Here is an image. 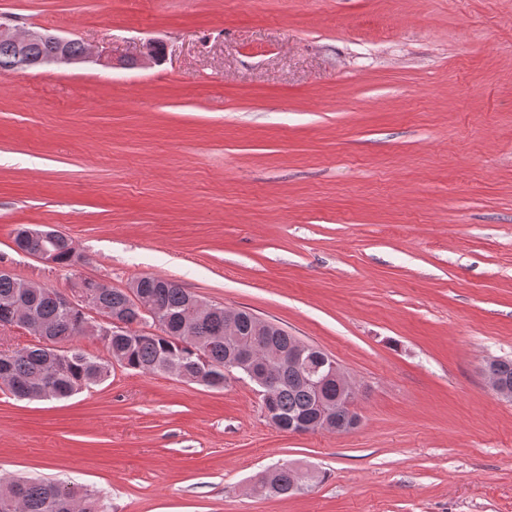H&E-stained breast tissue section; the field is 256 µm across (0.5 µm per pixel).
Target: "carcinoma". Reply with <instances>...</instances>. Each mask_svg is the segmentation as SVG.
<instances>
[{"label": "carcinoma", "mask_w": 512, "mask_h": 512, "mask_svg": "<svg viewBox=\"0 0 512 512\" xmlns=\"http://www.w3.org/2000/svg\"><path fill=\"white\" fill-rule=\"evenodd\" d=\"M58 264L70 266L81 260L71 240L54 232ZM77 284L93 296L97 311L108 317L123 319L126 329L113 335L105 344L107 357L101 358L81 350H61L58 344L76 336H94L86 327L78 310H63L54 288L23 287L12 274L0 273V308L8 304L19 315L30 313L34 323L29 328L42 342L10 351L6 356L14 385L11 393L19 399L62 400L90 385H97L111 375L112 365L118 364L139 373L169 372L181 369L183 380L210 388H222L228 375L224 363L229 353L238 347V339L224 335L225 307L213 304L185 322L189 310L198 299L175 282L157 276L137 279L129 288H108L91 279ZM142 296L151 304L153 316L144 314L132 301L130 293ZM152 322L157 332L137 330V326ZM271 341L281 351H288L299 340L275 324L269 327ZM493 372L500 386L512 393V359L493 361ZM285 379L274 396L276 416L284 419L318 417L314 393L291 367L284 368ZM277 487L270 490L265 481L255 487L261 495L292 496L300 487L298 474L280 468ZM15 497L14 512H101V497L82 492L59 481L45 479L0 480V494Z\"/></svg>", "instance_id": "cac0c4a2"}]
</instances>
